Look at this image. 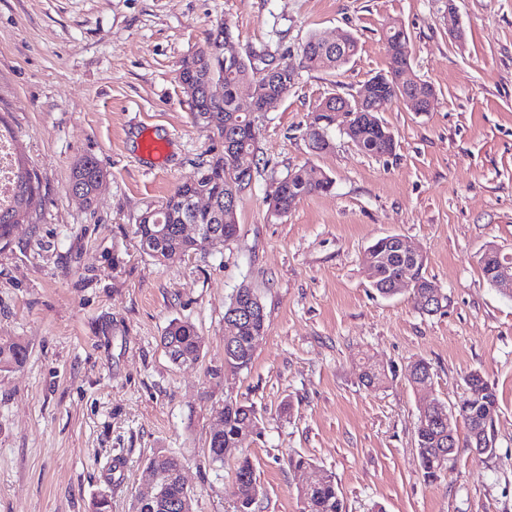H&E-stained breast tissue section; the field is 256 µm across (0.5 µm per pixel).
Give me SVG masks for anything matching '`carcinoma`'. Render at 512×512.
<instances>
[{
  "instance_id": "cac0c4a2",
  "label": "carcinoma",
  "mask_w": 512,
  "mask_h": 512,
  "mask_svg": "<svg viewBox=\"0 0 512 512\" xmlns=\"http://www.w3.org/2000/svg\"><path fill=\"white\" fill-rule=\"evenodd\" d=\"M216 40L208 38L204 48L183 60V64H192L197 68L198 78L208 74L224 76V106H214L207 102L204 95H199L197 102L192 104L193 118H198L197 109L216 111L218 139L233 142L240 147H254V140L238 125V116L234 115L236 107L234 91L239 81L254 77V63L243 58L234 70L224 67V60L215 50ZM383 43L387 52L386 70L372 76L371 96L383 95L391 100L399 96L421 94L429 86L426 81H412L407 75L415 73L411 62L409 37L405 30L392 25L383 32ZM359 50L358 39L348 33L341 50L324 44L322 37L312 35L301 46V60L309 70H335L353 59ZM347 97L332 96L321 100L311 111L314 118L304 130V135L314 142L329 141V130L336 126L335 117L323 111V107L332 110L336 104H345ZM345 126L340 131L350 141L367 148L369 156L382 157L392 154V144L382 131L375 127L381 118L372 116L371 101L364 99L358 105H351L345 111ZM225 154L216 152L210 159L202 163L193 179L183 182L159 206L160 217L163 218L165 233L157 236L159 227L156 223L139 221L134 225L133 234L140 249L154 261L165 263L175 257L204 250L203 242L184 237L180 232L182 219L194 221L195 214L189 209L191 198L200 190H208L212 199L210 216L212 224H224V237L237 234L238 224L236 212L240 196L233 194L232 186L227 182L225 173ZM100 165L91 156L79 158L71 169L69 186L79 189L86 197L87 203L94 200L93 191ZM331 186V180L323 178L316 182H305L302 196L324 192ZM39 185L36 175L22 163L16 164L15 181L11 202L0 204V243L8 244L17 224L21 223L30 210L37 204ZM300 196V197H302ZM297 194L288 191V179H283L269 194L271 208L278 214L288 213L300 200ZM400 242L393 235L377 239L364 253L363 264L368 272L375 275L371 286L384 297L398 294L392 287L400 276L414 280L411 295L419 310L425 314L440 311L429 305L430 293L433 292L434 281L425 276V261L409 269L399 254ZM483 277L489 285L504 295L512 297V291L501 288L502 280H512V260L498 272L487 266H480ZM240 318L238 338L232 343L224 344V367L233 370L247 368L254 357L256 346L252 337L266 333V315L264 306L255 292L245 286L238 288L232 295L224 311V319ZM162 343L169 359L175 364L197 361L200 359L204 340L195 325L189 321L173 319L165 327ZM27 357L26 346L15 338L0 339V371L22 366ZM385 370L366 362L359 372V381L366 387H379L385 383ZM408 380L413 388L418 389L432 380L430 364L420 358L408 366ZM466 385L475 386L486 391V402L474 408L460 400L455 407V416L462 419L466 428V443L475 448L478 442L492 435L493 425L499 413V402L495 389L488 383L479 370L471 371L465 378ZM221 416L224 428L220 433H210L208 441V457L212 464H224V451L240 446L246 427L257 428L258 417L256 407L246 401L226 398L222 406ZM416 443L419 453L420 470L424 480L434 482L441 477L448 467L447 459H439L438 452L448 451V405L423 408L420 410ZM148 464L159 473L161 481L167 483V495L173 499L183 496V488L176 483L182 460L176 452H164L153 455ZM236 512H251V507L259 494L254 464L249 457L241 458L237 464L236 476ZM302 499V512H345L344 500L336 478L326 473L324 479L316 485L299 493Z\"/></svg>"
}]
</instances>
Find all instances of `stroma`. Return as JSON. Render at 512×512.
Wrapping results in <instances>:
<instances>
[{"label": "stroma", "mask_w": 512, "mask_h": 512, "mask_svg": "<svg viewBox=\"0 0 512 512\" xmlns=\"http://www.w3.org/2000/svg\"><path fill=\"white\" fill-rule=\"evenodd\" d=\"M452 2L460 42L445 22ZM221 22L232 50L255 60L296 63L310 35L346 31L359 52L336 70H301L257 113L258 174L236 237L160 265L133 226L218 143L193 120L177 73ZM391 22L436 89L430 110L384 104L392 155H364L335 128L332 149L312 152L310 112L385 70ZM0 116L40 186L0 245V336L28 348L21 368L0 371V512H91L101 496L131 512L148 458L169 450L184 458L193 512H234L243 454L260 485L252 512H301L299 489L319 468L346 512H512V298L478 264L489 244L512 254V0H0ZM147 129L166 145L162 160L141 149ZM84 155L107 172L90 206L68 192ZM303 165L330 189L275 214L268 194ZM387 235L425 253L441 311L371 287L363 255ZM244 285L265 306L266 334L251 366L232 371L224 307ZM175 318L203 337L198 361L166 355ZM419 358L433 374L424 395L407 380ZM366 361L385 369L382 387L360 383ZM474 369L497 391L495 452L458 443L454 468L424 482L421 400L455 405ZM227 397L253 402L258 425L218 468L206 446ZM299 454L315 470H293Z\"/></svg>", "instance_id": "stroma-1"}]
</instances>
